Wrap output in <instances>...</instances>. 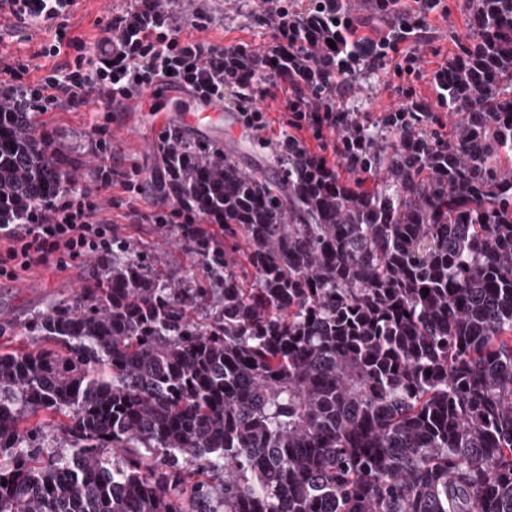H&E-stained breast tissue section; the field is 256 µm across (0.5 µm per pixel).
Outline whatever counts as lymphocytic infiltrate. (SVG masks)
<instances>
[{
  "label": "lymphocytic infiltrate",
  "instance_id": "lymphocytic-infiltrate-1",
  "mask_svg": "<svg viewBox=\"0 0 512 512\" xmlns=\"http://www.w3.org/2000/svg\"><path fill=\"white\" fill-rule=\"evenodd\" d=\"M341 2L310 0L298 16L307 26L326 31L334 43L362 42L372 49L373 60L381 62L389 54L398 53L400 44L408 37L419 35L423 13L433 10L439 0H420L419 13H401L398 26L376 40L359 36ZM75 3L76 0H0V8L16 19L30 20L53 30V40L40 51L47 58L60 54ZM288 16L284 4L269 13L274 45L267 55L278 61L270 74L279 81L285 78L288 50L294 41ZM102 31L104 36L97 50H86L84 43L74 42V59L35 82L27 80L29 63L20 61L6 66L11 77L9 92L18 95L34 112H46L62 104H81L91 93L97 100L109 103L159 80L219 104L228 89L234 93L236 106L255 99L253 86L227 77L229 70L245 66L248 56L237 48L229 50L181 38L168 0H137L124 13L111 17ZM4 233L8 246L0 252V277L11 279L18 271L50 265L60 255L80 261L97 252L109 253L114 229L101 218L98 203L87 193L68 190L55 207L34 215L31 223L8 225Z\"/></svg>",
  "mask_w": 512,
  "mask_h": 512
}]
</instances>
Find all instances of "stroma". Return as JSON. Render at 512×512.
Masks as SVG:
<instances>
[{"label": "stroma", "mask_w": 512, "mask_h": 512, "mask_svg": "<svg viewBox=\"0 0 512 512\" xmlns=\"http://www.w3.org/2000/svg\"><path fill=\"white\" fill-rule=\"evenodd\" d=\"M131 5L130 0H79L69 22L68 37L81 38L86 45L97 44L101 36L100 20L118 15ZM175 25L181 36L226 48L243 47L250 52H263L273 43L268 22L267 0H174ZM204 9L212 18L206 29L192 24L197 9ZM427 33L410 38L401 46L402 52L415 54L419 70L412 75H396L394 61H386L359 77L350 87H343L338 98L345 110L360 109L367 114V126L378 131L385 118L400 107L406 92L427 102L444 125L452 119L440 104L435 75L456 51L457 39L468 32L463 0H440L425 18ZM53 33L13 18L0 21V62L11 63L21 58L33 61L41 71L63 65L71 57L69 48L60 55L43 58L42 43L52 41ZM262 95L255 105L265 114L266 127L255 132L252 144L237 150L235 157L244 170H264L280 150L287 125V92L273 78L260 84ZM122 113L96 100L80 106H62L36 115V126L52 139L57 150L74 160L75 187L90 193L101 205L100 215L110 220L132 247L147 252L155 268L178 282L193 272V260L184 250L176 228L152 222L133 223L131 210L153 214L160 201L157 175L161 168L157 144L162 132L174 128L175 120L136 126L134 135H116L107 145H99L91 132L100 124L115 129L122 122ZM110 158L114 173L112 187H98L97 169L103 158ZM103 266L96 259L82 265L67 264L34 267L18 271L14 279H0V326L9 328L32 314L45 310L56 298L69 297L82 285L101 276Z\"/></svg>", "instance_id": "35a3bbf8"}]
</instances>
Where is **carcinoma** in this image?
<instances>
[{
  "mask_svg": "<svg viewBox=\"0 0 512 512\" xmlns=\"http://www.w3.org/2000/svg\"><path fill=\"white\" fill-rule=\"evenodd\" d=\"M464 9L448 135L340 115L353 180L291 143L271 178L163 141L169 199L213 221L181 225L198 274L114 239L36 346L0 348V512H512V0ZM297 41L315 111L349 49ZM74 181L0 106V226Z\"/></svg>",
  "mask_w": 512,
  "mask_h": 512,
  "instance_id": "1",
  "label": "carcinoma"
}]
</instances>
